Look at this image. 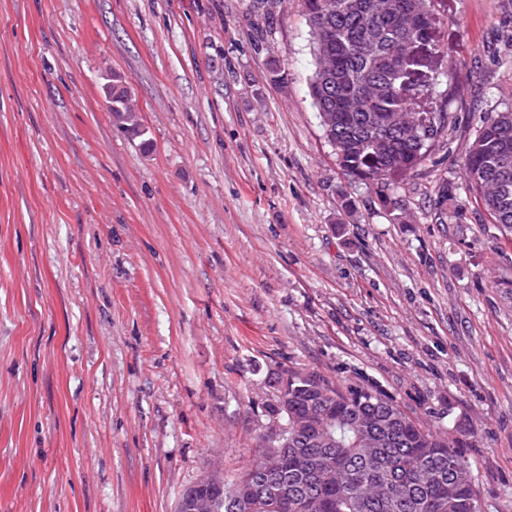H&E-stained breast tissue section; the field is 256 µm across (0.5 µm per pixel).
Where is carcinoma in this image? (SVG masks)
<instances>
[{
  "instance_id": "carcinoma-1",
  "label": "carcinoma",
  "mask_w": 512,
  "mask_h": 512,
  "mask_svg": "<svg viewBox=\"0 0 512 512\" xmlns=\"http://www.w3.org/2000/svg\"><path fill=\"white\" fill-rule=\"evenodd\" d=\"M372 0H303L316 59L310 92L339 165L362 181L375 175L413 173L431 154L449 145L453 115L448 104L460 94L462 78L453 64L432 76L427 92L441 99L414 131L384 127L390 112L414 111L416 95L402 86L401 66L414 42L441 46L428 20L430 0H396L394 11L377 15ZM112 116L136 137L144 135L128 91L112 84ZM512 149V108L492 112L476 129L464 166L468 193L479 200L493 223L512 234V156L495 159L499 145ZM274 419L288 424L283 448H310L308 471L288 467L277 478L302 502L301 512H484L476 483L456 484L455 470L472 467L461 451V431H431L405 413L392 398L371 388H340L315 372L288 368V413L270 406ZM255 449L249 465L234 479L263 480ZM327 457L357 478L391 482L393 496L362 497L357 488L332 483L318 469Z\"/></svg>"
}]
</instances>
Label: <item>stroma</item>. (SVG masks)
<instances>
[{
    "label": "stroma",
    "mask_w": 512,
    "mask_h": 512,
    "mask_svg": "<svg viewBox=\"0 0 512 512\" xmlns=\"http://www.w3.org/2000/svg\"><path fill=\"white\" fill-rule=\"evenodd\" d=\"M431 6L470 82L400 224L324 134L302 0H0V512H175L251 460L281 366L464 422L512 512V234L463 190L512 0ZM107 83L104 85L105 95L109 107L112 106L113 118L128 126V130L133 136H144V129L138 123L135 115L134 105L128 91L121 85L114 83Z\"/></svg>",
    "instance_id": "1"
}]
</instances>
